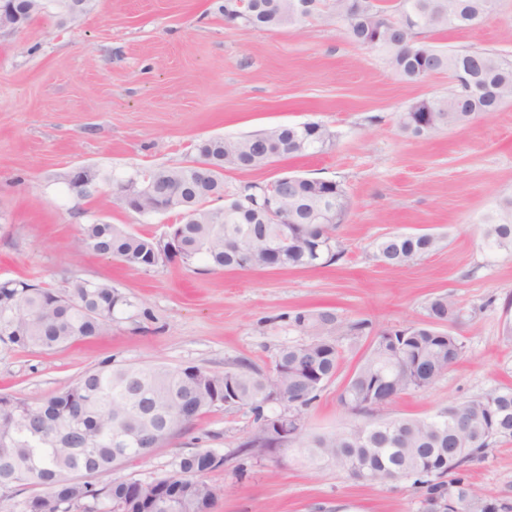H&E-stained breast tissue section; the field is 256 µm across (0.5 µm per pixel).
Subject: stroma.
<instances>
[{
  "label": "stroma",
  "instance_id": "stroma-1",
  "mask_svg": "<svg viewBox=\"0 0 512 512\" xmlns=\"http://www.w3.org/2000/svg\"><path fill=\"white\" fill-rule=\"evenodd\" d=\"M223 2L96 0L77 21L48 14L0 32V280L62 291L78 279L106 281L135 304L106 334L56 350L0 345V393L45 398L106 362L224 371L245 361L267 371L283 347L313 338L290 326L289 314L330 310L370 324L363 335L337 337L336 375L303 415L306 433H337L356 422L338 396L376 334L429 324L426 307L441 294L464 313L453 328L463 356L377 419L427 418L512 387V343L501 336L512 318V254L492 257L480 244L484 214L512 196V103L465 128L413 137L399 127L400 112L446 93L447 74L404 82L326 16L267 31L227 23ZM431 40L512 59V0H496L477 26ZM308 121L335 132L333 149L225 170L224 189L287 172L342 183L351 208L335 233V263L213 271L175 260L137 272L76 251L81 225L94 218L159 236L175 223L172 213L113 204V178L189 164L210 137ZM79 167L98 173L85 197L65 181ZM391 233L433 234L443 245L391 268L373 256L374 241ZM256 430L248 409L222 407L117 475L148 481L212 448L225 462L206 476L216 491L211 512H422L423 491L410 478L366 484L285 448L242 459L239 447ZM468 477L483 496L512 501V440L490 448Z\"/></svg>",
  "mask_w": 512,
  "mask_h": 512
}]
</instances>
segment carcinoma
Returning <instances> with one entry per match:
<instances>
[{
  "instance_id": "obj_1",
  "label": "carcinoma",
  "mask_w": 512,
  "mask_h": 512,
  "mask_svg": "<svg viewBox=\"0 0 512 512\" xmlns=\"http://www.w3.org/2000/svg\"><path fill=\"white\" fill-rule=\"evenodd\" d=\"M224 0V17L245 27L301 26L315 14L341 21L349 40L386 55L402 80L422 82L446 72L448 93L422 99L400 113L401 128L414 137L465 127L480 113L512 101V62L489 51H448L428 35L471 28L492 11L494 0ZM336 134L319 122L280 125L245 137H215L197 145L189 165L136 172L139 212H174L179 222L165 241L123 224L93 220L80 226L79 250L110 256L147 271L174 259L205 262L213 270L296 269L340 258L335 231L350 210L342 183L299 175L276 178L277 207L286 224H270L268 186L250 184L226 195L224 170L261 168L282 157L323 153ZM224 199V206L209 203ZM486 252L512 253V198L499 203L482 223ZM430 234L394 233L374 244V257L400 268L434 252ZM136 304L106 282L76 280L59 292L23 280H0V343L21 350L50 351L98 336L114 313ZM432 324L381 331L363 363L340 394V403L371 415L402 395L432 385L463 355L461 337L438 326L455 325L462 310L446 295L427 305ZM302 331L334 330L358 336L369 323H344L329 310L298 311L289 317ZM340 352L331 337L283 348L270 373L242 362L224 371L198 366L110 363L82 373L64 392L45 399L0 393V491L37 485L41 493L21 503L20 512H209L215 489L205 475L224 465V456L200 448L183 457L155 487L136 492L130 480L112 473L125 461L143 458L199 417L224 407L248 408L258 428L288 405L285 438L313 464L334 466L368 483L398 476L422 478L424 512H512V504L481 496L465 476L485 457L492 441L512 438V388H493L450 403L424 419L368 420L331 435H308L302 412L336 375ZM99 477V485L88 481Z\"/></svg>"
}]
</instances>
